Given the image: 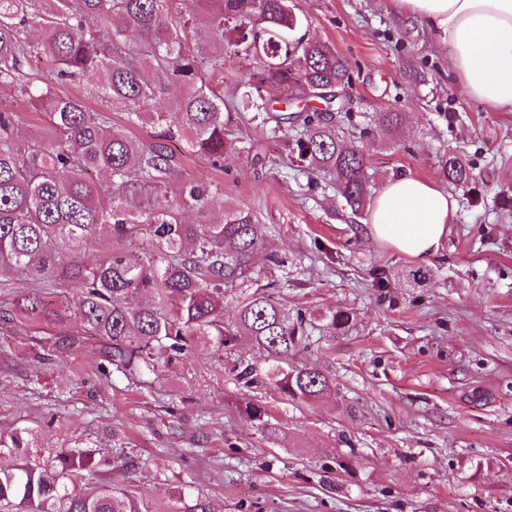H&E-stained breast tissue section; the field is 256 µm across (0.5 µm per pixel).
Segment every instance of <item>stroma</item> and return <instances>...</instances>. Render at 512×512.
I'll return each instance as SVG.
<instances>
[{"label": "stroma", "instance_id": "obj_1", "mask_svg": "<svg viewBox=\"0 0 512 512\" xmlns=\"http://www.w3.org/2000/svg\"><path fill=\"white\" fill-rule=\"evenodd\" d=\"M294 5L308 37L348 62L336 132L364 152L368 197L411 174L455 199L440 253L420 264L377 244L367 210L352 211L328 176L287 169L285 127L238 112L223 167L170 142L175 179H208L215 207L248 209L264 224L251 267L259 284L278 280L290 313L318 318L299 359L332 378L335 392L299 404L245 387L234 364L261 357L244 338L228 355L198 343L147 384L118 372L106 384L95 337L42 361L38 339L59 328L23 318L15 348L0 356V432L43 429V459L60 447L127 448L136 469L107 477L147 512H179L182 492L206 497L215 512H512V112L470 99L447 47L393 0ZM259 74L253 57L227 59L225 106ZM97 82L87 74L56 93L152 143L153 128L130 124L95 95ZM1 109L15 112L20 143L49 136L43 103L0 85ZM384 112L402 113L398 130L382 123ZM257 152L273 168L254 165ZM451 154L471 170L468 186L443 176ZM275 253L286 264L273 270ZM417 267L429 275L423 285L397 280ZM332 310L349 312V325L323 322ZM249 403L268 412L266 427L242 420Z\"/></svg>", "mask_w": 512, "mask_h": 512}]
</instances>
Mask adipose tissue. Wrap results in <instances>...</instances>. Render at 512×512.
Returning <instances> with one entry per match:
<instances>
[{
  "label": "adipose tissue",
  "instance_id": "obj_1",
  "mask_svg": "<svg viewBox=\"0 0 512 512\" xmlns=\"http://www.w3.org/2000/svg\"><path fill=\"white\" fill-rule=\"evenodd\" d=\"M448 47L462 90L486 108L512 112V0H396ZM456 202L447 191L406 174L376 195L366 222L371 238L411 258L435 257Z\"/></svg>",
  "mask_w": 512,
  "mask_h": 512
}]
</instances>
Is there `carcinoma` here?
<instances>
[{"mask_svg": "<svg viewBox=\"0 0 512 512\" xmlns=\"http://www.w3.org/2000/svg\"><path fill=\"white\" fill-rule=\"evenodd\" d=\"M170 0H0V85L17 86L46 104L52 136L34 148L14 135L15 114L0 110V274L18 276L30 291L0 312L8 324L21 313L62 326L72 321L82 332L63 330L54 346L63 351L76 336L104 342L100 373L112 371L140 381L185 356L194 340L230 350L248 337L266 369L236 368L237 381L264 383L288 401L310 403L334 390L321 370L299 364L310 345L311 324L291 316L262 285L238 300L234 323L224 321V297L233 284L251 280L250 256L260 246L264 225L253 213L227 206L213 211L212 185L203 180L172 183L167 142L179 139L192 153L223 167L235 148L234 113L224 111V91L206 77L224 73L231 56L253 55L262 63L260 86L242 98L257 112L269 111L261 87L294 90L307 100L349 83L347 62L332 44L300 33L303 19L288 0H189L187 16L173 22ZM203 19L212 52L197 56L187 30ZM56 66V79L98 74L96 94L126 112L133 124L159 128L144 145L104 127L73 98L54 92L52 82L25 70L31 59ZM176 94L171 122L152 101ZM277 119L298 123L304 133L283 142L289 163L331 177L350 207L364 206L367 166L362 150L336 136L329 112L284 113ZM102 171L106 181L87 177ZM443 172L465 185L472 173L454 155ZM199 215L195 224L182 212ZM112 229V244L94 261L66 263L65 248L89 240L98 226ZM82 284L79 303L67 295L46 309L42 288ZM178 299L173 311L165 307ZM243 419L265 425L267 413L248 405ZM37 433L17 427L0 434V455L16 464L0 467V512H146L137 498L105 482V469L136 468L119 451L95 460V451L54 448L39 461L30 454Z\"/></svg>", "mask_w": 512, "mask_h": 512, "instance_id": "obj_1", "label": "carcinoma"}]
</instances>
